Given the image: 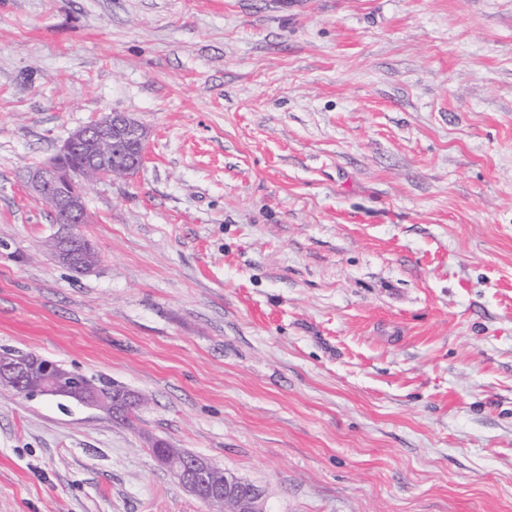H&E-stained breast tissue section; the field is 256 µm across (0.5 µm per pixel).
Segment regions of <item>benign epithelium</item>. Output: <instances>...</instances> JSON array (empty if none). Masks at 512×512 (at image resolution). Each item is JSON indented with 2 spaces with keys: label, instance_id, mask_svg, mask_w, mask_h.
<instances>
[{
  "label": "benign epithelium",
  "instance_id": "7a95c632",
  "mask_svg": "<svg viewBox=\"0 0 512 512\" xmlns=\"http://www.w3.org/2000/svg\"><path fill=\"white\" fill-rule=\"evenodd\" d=\"M148 134L126 112H108L93 123L74 130L61 145L58 154L30 171L29 185L34 195L53 214H60L61 231L56 235V253L68 264L69 251L84 247V238L76 227L88 216L85 187L59 160L78 150L82 170L94 174L96 181L132 175L143 163ZM0 391L15 396L52 397L62 403L72 402L106 413L112 418L136 400L132 391H121L106 398L99 394L87 376L55 361H41L32 355L22 360L11 351H0ZM156 459L194 497L207 505L229 503L234 512H266L263 491L230 472L221 482L213 480L215 465L208 459L181 450L171 452L166 443L157 441Z\"/></svg>",
  "mask_w": 512,
  "mask_h": 512
}]
</instances>
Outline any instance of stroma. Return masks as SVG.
Wrapping results in <instances>:
<instances>
[{"label": "stroma", "mask_w": 512, "mask_h": 512, "mask_svg": "<svg viewBox=\"0 0 512 512\" xmlns=\"http://www.w3.org/2000/svg\"><path fill=\"white\" fill-rule=\"evenodd\" d=\"M77 274L30 167L105 113ZM140 395L0 394V512H512V0H0V349ZM156 459L194 497L205 503H229L235 512H266L263 491L257 486H248L247 481L224 470L221 482L213 480L217 466L200 455L181 450L171 452L163 440H155ZM247 482V483H246Z\"/></svg>", "instance_id": "35a3bbf8"}]
</instances>
